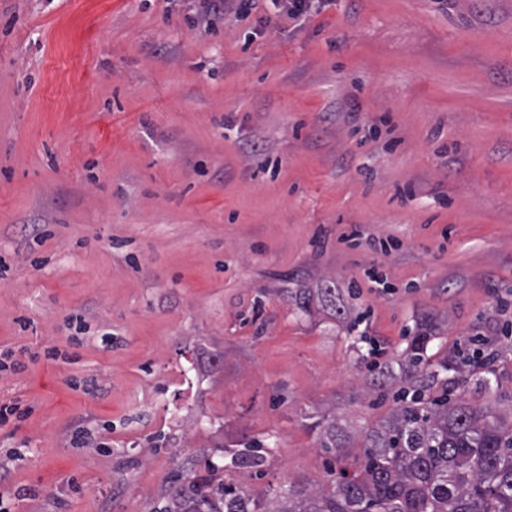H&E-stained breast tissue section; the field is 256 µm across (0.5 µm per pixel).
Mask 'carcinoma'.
Returning a JSON list of instances; mask_svg holds the SVG:
<instances>
[{
    "label": "carcinoma",
    "instance_id": "obj_1",
    "mask_svg": "<svg viewBox=\"0 0 512 512\" xmlns=\"http://www.w3.org/2000/svg\"><path fill=\"white\" fill-rule=\"evenodd\" d=\"M291 298L301 312L315 300L335 313L342 309L328 283L315 293L298 288ZM429 342L424 334L413 337L399 363L402 372L417 374L411 397H403L384 423L366 429L362 465L330 472L328 489L290 482L259 497L243 482L216 485L181 475L168 487L161 512H512V421L446 393L427 399L440 373L452 369L445 359L429 363ZM470 376L457 369L450 382L463 392ZM316 428L320 447L333 453L346 447L336 416H323ZM262 448L260 441H246L224 450L226 467L260 469Z\"/></svg>",
    "mask_w": 512,
    "mask_h": 512
}]
</instances>
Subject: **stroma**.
Segmentation results:
<instances>
[{
	"instance_id": "stroma-1",
	"label": "stroma",
	"mask_w": 512,
	"mask_h": 512,
	"mask_svg": "<svg viewBox=\"0 0 512 512\" xmlns=\"http://www.w3.org/2000/svg\"><path fill=\"white\" fill-rule=\"evenodd\" d=\"M189 2L0 0L7 512H152L246 439L253 493L325 484L402 385L358 351L393 368L423 330L432 361L485 335L467 398L512 416V0ZM327 279L344 314L289 300ZM242 1L245 0H199L203 15L214 18L231 12L240 13L243 9ZM316 428L320 430V446L326 448L329 452H333L346 447L348 436L336 419V415H324L322 421L316 424ZM242 448L224 449V457L228 458V463L224 469H235L241 471H256L266 464V457L262 453L264 448L260 441H246L237 444Z\"/></svg>"
}]
</instances>
